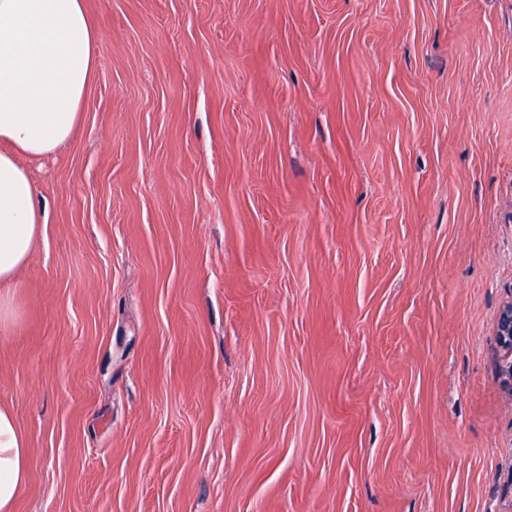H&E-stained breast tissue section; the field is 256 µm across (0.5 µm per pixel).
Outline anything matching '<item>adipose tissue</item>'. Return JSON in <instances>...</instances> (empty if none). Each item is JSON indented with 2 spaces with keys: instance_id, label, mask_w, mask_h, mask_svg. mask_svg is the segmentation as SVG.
<instances>
[{
  "instance_id": "ef3b65f1",
  "label": "adipose tissue",
  "mask_w": 512,
  "mask_h": 512,
  "mask_svg": "<svg viewBox=\"0 0 512 512\" xmlns=\"http://www.w3.org/2000/svg\"><path fill=\"white\" fill-rule=\"evenodd\" d=\"M84 0H0V330L14 320L10 285L38 240L28 159L52 154L82 119L99 49ZM27 448L0 407V512H13L26 481Z\"/></svg>"
}]
</instances>
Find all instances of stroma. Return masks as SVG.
I'll use <instances>...</instances> for the list:
<instances>
[{
	"instance_id": "35a3bbf8",
	"label": "stroma",
	"mask_w": 512,
	"mask_h": 512,
	"mask_svg": "<svg viewBox=\"0 0 512 512\" xmlns=\"http://www.w3.org/2000/svg\"><path fill=\"white\" fill-rule=\"evenodd\" d=\"M28 162L14 512H504L512 0H85ZM495 336L505 356L510 359L508 373L512 374V300L505 303L495 324Z\"/></svg>"
}]
</instances>
